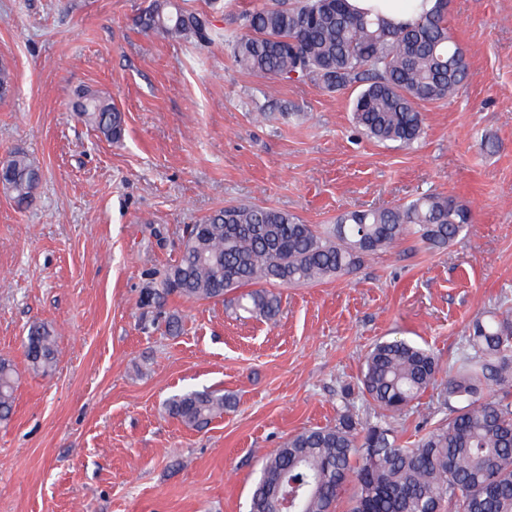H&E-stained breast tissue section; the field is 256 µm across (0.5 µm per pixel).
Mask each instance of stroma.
<instances>
[{
	"mask_svg": "<svg viewBox=\"0 0 512 512\" xmlns=\"http://www.w3.org/2000/svg\"><path fill=\"white\" fill-rule=\"evenodd\" d=\"M181 2L230 32L264 0ZM150 3L0 0L14 83L0 160L20 149L42 172L32 207L0 193V357L20 376L0 424V512H247L263 460L335 424L375 342L405 339L448 364L478 313L512 304V0H450L468 78L422 105L410 148L355 130L354 89L258 77L223 42L137 30ZM84 88L121 110L120 141L70 113ZM425 193L468 207L469 230L443 250L408 237L352 273L281 287L276 322L221 301L142 303L184 228L226 205L324 226ZM34 321L56 336L46 376L25 360ZM202 388L233 408L199 431L167 414L172 395Z\"/></svg>",
	"mask_w": 512,
	"mask_h": 512,
	"instance_id": "obj_1",
	"label": "stroma"
}]
</instances>
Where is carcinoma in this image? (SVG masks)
Returning a JSON list of instances; mask_svg holds the SVG:
<instances>
[{"label":"carcinoma","instance_id":"1","mask_svg":"<svg viewBox=\"0 0 512 512\" xmlns=\"http://www.w3.org/2000/svg\"><path fill=\"white\" fill-rule=\"evenodd\" d=\"M449 0L408 26L350 11L347 0H271L242 15L245 33L228 40L246 72L288 80L297 72L328 91L357 86L353 120L369 138L410 146L424 133L420 105L450 98L467 77L459 44L448 34ZM143 31L210 45L217 33L206 13L178 0H153L135 19ZM106 139L124 135V116L111 98L85 88L71 105ZM41 170L15 151L0 161V188L19 209L31 207ZM472 223L451 196L426 194L384 209L348 212L320 230L286 212L251 205L218 209L186 228L180 254L146 306L169 295L222 300L273 321L279 294L268 286L310 285L360 267L364 258L408 236L444 247ZM49 326L27 331L28 369L56 363ZM18 372L0 358V422L13 414ZM438 391V417L412 447L397 441L392 421L427 390ZM382 413L369 422L350 405L336 425L289 437L260 469L248 512H334L344 488L350 512H512V307L472 321L461 354L448 367L430 350L405 340L375 344L358 387ZM229 402L207 389L173 395L170 417L202 429Z\"/></svg>","mask_w":512,"mask_h":512}]
</instances>
